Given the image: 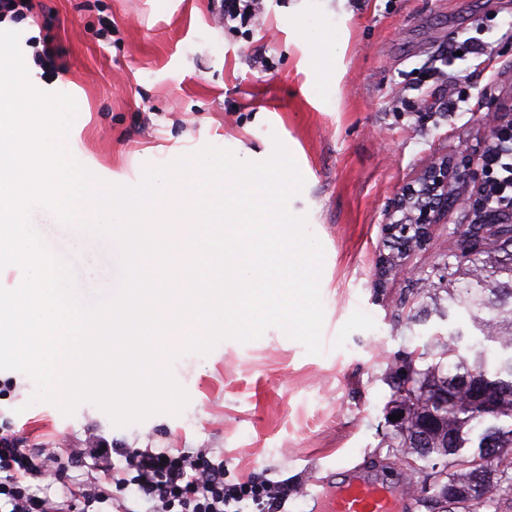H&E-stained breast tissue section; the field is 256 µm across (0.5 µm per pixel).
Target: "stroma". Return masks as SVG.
Wrapping results in <instances>:
<instances>
[{"label":"stroma","instance_id":"35a3bbf8","mask_svg":"<svg viewBox=\"0 0 512 512\" xmlns=\"http://www.w3.org/2000/svg\"><path fill=\"white\" fill-rule=\"evenodd\" d=\"M19 32L30 83L77 104L73 157L109 185H138L144 165L206 146L262 161L281 140L305 179L289 210L321 241L324 351L271 327L186 355L176 381L190 401L177 416L115 427L90 403L63 414L31 403L32 379L0 371V436L32 448H205L231 475L287 481L286 512H323L352 475L392 488L422 484L428 464L388 457L391 367L436 352L462 330L457 306L419 311L415 285L438 281L459 211L434 225L407 275L383 274L395 197L437 158L490 145L488 108L512 102V0H266L252 38L217 26L208 0H33ZM54 64L39 68L30 39ZM487 46L484 55L477 46ZM457 50L437 79L426 67ZM261 50L270 68L252 65Z\"/></svg>","mask_w":512,"mask_h":512}]
</instances>
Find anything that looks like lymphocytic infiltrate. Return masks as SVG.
<instances>
[{"mask_svg":"<svg viewBox=\"0 0 512 512\" xmlns=\"http://www.w3.org/2000/svg\"><path fill=\"white\" fill-rule=\"evenodd\" d=\"M213 15L226 31L251 35L263 11V0H209ZM491 208L512 207V137L494 139L488 149ZM102 469L103 481L70 491L56 501L32 492V478L55 479L63 467L59 448H24L0 439V512H90L94 504L111 503L116 512H132L126 498L150 501L149 512H282L288 484L266 478L233 480L223 463L212 462L206 449L165 448L125 451L124 465L112 463L104 445L82 448Z\"/></svg>","mask_w":512,"mask_h":512,"instance_id":"lymphocytic-infiltrate-1","label":"lymphocytic infiltrate"}]
</instances>
